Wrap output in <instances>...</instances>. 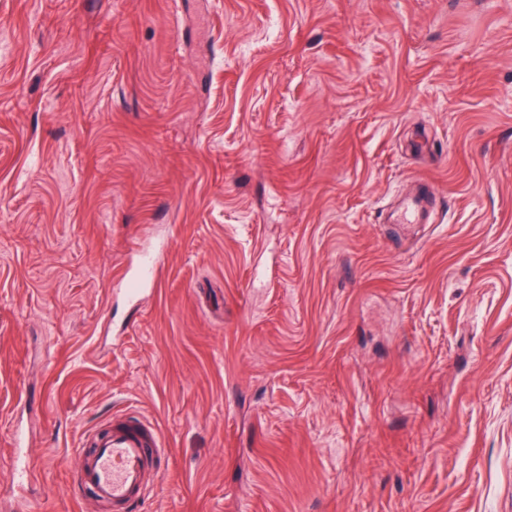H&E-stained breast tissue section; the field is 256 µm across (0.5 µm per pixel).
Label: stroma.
I'll list each match as a JSON object with an SVG mask.
<instances>
[{"label": "stroma", "instance_id": "35a3bbf8", "mask_svg": "<svg viewBox=\"0 0 512 512\" xmlns=\"http://www.w3.org/2000/svg\"><path fill=\"white\" fill-rule=\"evenodd\" d=\"M124 414L135 512H512V0H0V512ZM157 279V262L156 257L153 255L141 256L138 266L135 281L131 288H126L127 293L135 299H138L147 288H138L142 285L152 284L155 285Z\"/></svg>", "mask_w": 512, "mask_h": 512}]
</instances>
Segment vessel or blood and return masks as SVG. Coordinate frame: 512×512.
Returning <instances> with one entry per match:
<instances>
[{"mask_svg": "<svg viewBox=\"0 0 512 512\" xmlns=\"http://www.w3.org/2000/svg\"><path fill=\"white\" fill-rule=\"evenodd\" d=\"M155 256H141L128 293L139 298L144 285L155 283ZM88 453L73 474L72 493L91 491L96 502L113 512H125L145 495L144 477L162 463L161 442L156 432L136 418H111L87 437Z\"/></svg>", "mask_w": 512, "mask_h": 512, "instance_id": "b4317fda", "label": "vessel or blood"}]
</instances>
